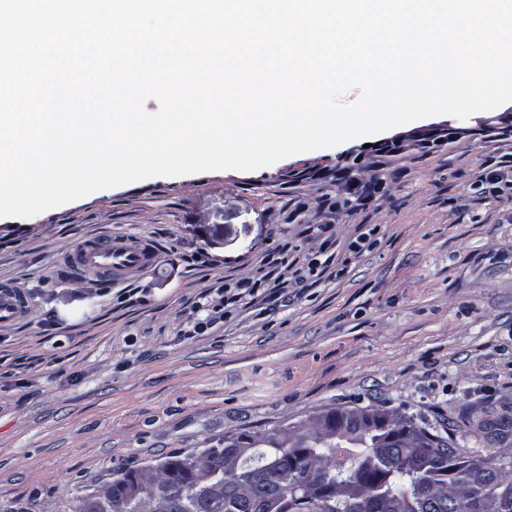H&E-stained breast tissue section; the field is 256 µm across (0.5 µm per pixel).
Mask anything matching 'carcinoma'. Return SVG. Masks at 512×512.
<instances>
[{
  "instance_id": "obj_1",
  "label": "carcinoma",
  "mask_w": 512,
  "mask_h": 512,
  "mask_svg": "<svg viewBox=\"0 0 512 512\" xmlns=\"http://www.w3.org/2000/svg\"><path fill=\"white\" fill-rule=\"evenodd\" d=\"M482 442L503 444L512 437V417L497 415L478 424ZM426 448H405L389 441L390 432L355 434L341 445L317 436L296 435V445L280 449L276 434L253 439L252 451L236 462L242 481L224 486L214 507L199 495L196 475L173 455L150 471L132 469L112 479V495L140 475L166 494L160 512H263L260 497L280 489L271 477L270 456H280L287 469L309 464L323 470V485L333 487L349 478L363 485L350 502H336L329 512H512V465L496 457L473 459L452 446L451 439L425 432ZM293 512H322L304 491L290 488Z\"/></svg>"
}]
</instances>
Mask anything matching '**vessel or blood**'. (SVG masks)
Instances as JSON below:
<instances>
[{
	"mask_svg": "<svg viewBox=\"0 0 512 512\" xmlns=\"http://www.w3.org/2000/svg\"><path fill=\"white\" fill-rule=\"evenodd\" d=\"M160 255L149 239L99 235L80 241L56 269L59 278L91 274L117 283L128 274L154 266ZM27 301L13 285L0 283V323L22 319Z\"/></svg>",
	"mask_w": 512,
	"mask_h": 512,
	"instance_id": "obj_1",
	"label": "vessel or blood"
}]
</instances>
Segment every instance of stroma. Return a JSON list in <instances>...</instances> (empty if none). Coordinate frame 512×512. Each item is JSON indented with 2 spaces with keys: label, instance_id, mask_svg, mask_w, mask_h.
I'll list each match as a JSON object with an SVG mask.
<instances>
[{
  "label": "stroma",
  "instance_id": "stroma-1",
  "mask_svg": "<svg viewBox=\"0 0 512 512\" xmlns=\"http://www.w3.org/2000/svg\"><path fill=\"white\" fill-rule=\"evenodd\" d=\"M381 134L294 154L254 172L218 170L101 190L31 218H0V281L28 299L0 325V512H78L98 484L229 434L265 435L335 407L398 410L469 456L486 408L512 412V199L472 185L512 152L481 136L393 163L387 195L319 226L320 196L364 166ZM319 180L290 187L291 171ZM369 228L361 252L348 245ZM145 237L158 264L139 292L59 279L91 234ZM197 249L195 267L181 255ZM288 249L297 268L331 251V273L269 291L188 335L191 306L216 278L254 276Z\"/></svg>",
  "mask_w": 512,
  "mask_h": 512
}]
</instances>
